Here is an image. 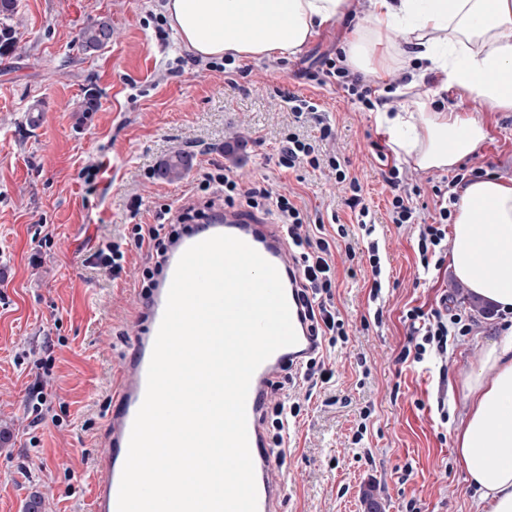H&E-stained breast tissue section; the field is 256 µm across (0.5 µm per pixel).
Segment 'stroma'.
<instances>
[{"label":"stroma","mask_w":512,"mask_h":512,"mask_svg":"<svg viewBox=\"0 0 512 512\" xmlns=\"http://www.w3.org/2000/svg\"><path fill=\"white\" fill-rule=\"evenodd\" d=\"M161 0H17L0 43V512H90L92 474L106 451V420L118 406L121 366L146 326L139 297L147 251L128 244L119 277L88 258L102 239L153 223L161 205L189 198L200 173L223 167L243 185L260 181L293 195L310 224L327 233L351 225L355 213L328 166H281L288 131L333 137L322 156H338L377 224L388 279L379 301L367 288L366 258L336 251L334 303L347 344L330 352L335 375L311 392L284 448L282 512H366L373 490L381 512H475L477 493L457 464L456 427L467 413L460 385L499 322L476 304L449 266L417 274L420 225L436 214L432 187L448 170L398 162L400 187L417 221L391 224V189L377 149L386 138L374 112L352 102L336 83L311 80L323 55L335 53L363 17L362 6L323 31L295 56L271 62L238 59L225 71L197 60L175 32L161 34ZM112 38L86 51L81 31L99 20ZM97 107H81L87 95ZM318 105L320 117L296 122L285 98ZM45 114L31 126L29 107ZM488 132L465 166L512 178V112H486ZM184 151L192 162L177 181L161 175ZM102 163L94 183L81 170ZM468 317L469 335L424 367L399 363L408 308H438L440 299ZM382 323H375V310ZM42 384V414L32 389ZM361 443H353L358 424Z\"/></svg>","instance_id":"35a3bbf8"}]
</instances>
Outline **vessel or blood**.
Wrapping results in <instances>:
<instances>
[{"mask_svg":"<svg viewBox=\"0 0 512 512\" xmlns=\"http://www.w3.org/2000/svg\"><path fill=\"white\" fill-rule=\"evenodd\" d=\"M226 234L237 237L254 248L265 260L274 265L280 275L287 297L291 320L298 342L275 351L254 373L246 400L247 433L257 488V512H279L284 498L285 481L274 469L273 451L261 417L270 392V384L284 365L302 364L316 353L320 344L311 336L301 315L297 297V282L288 260V245L281 229L265 223L264 219L236 210H225L209 225L204 234L185 236L177 240L169 250V258L163 267L158 285L144 309L148 318L146 330L137 338V351L122 367L117 398L118 411L108 421L107 451L103 470L94 486L92 512H117V498L121 474L128 452V444L135 416L143 403L149 363L155 338L164 314L169 288L176 266L182 254L202 238Z\"/></svg>","mask_w":512,"mask_h":512,"instance_id":"obj_1","label":"vessel or blood"}]
</instances>
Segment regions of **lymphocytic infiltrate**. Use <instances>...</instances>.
<instances>
[{
  "mask_svg": "<svg viewBox=\"0 0 512 512\" xmlns=\"http://www.w3.org/2000/svg\"><path fill=\"white\" fill-rule=\"evenodd\" d=\"M320 82L330 80L341 84L366 109H374L372 98L373 88L364 83L360 75L354 74L339 60L326 59L324 67L318 75ZM330 166L336 172L337 182L347 184L350 195L346 200L350 209L357 212V228L363 239L367 241V252L371 267V298H379L385 282V270L379 254V243L374 238L376 224L369 218L370 209L364 203L357 178L349 177L338 159H330ZM198 191L206 197L205 206L213 207L212 195L223 192L225 204H233L235 195H243L246 203L253 208L260 207L270 215L274 223L280 224L288 238L289 255L298 272L301 294L304 299V317L321 341L328 346L347 342L348 333L345 321L333 303V290L337 286L336 262L334 252L337 238L347 241L349 232L345 227H338L336 234H328L324 225L309 226L306 224L301 210L288 196L273 194L262 185L248 190H241L238 182L229 170L216 169L204 173L197 186ZM434 195L438 204V215L433 223L421 225L417 240V252L422 271L440 266L443 253L448 247V226L452 220V207L458 201L457 193L446 192L441 186H434ZM203 208L195 203L182 205L181 209H173L172 205H161L156 210L154 221L150 224H136L132 227L137 246L146 247L152 260L151 267L143 271L142 296H149L155 288L156 278L164 264L168 245L183 233V223L194 217H200ZM408 324V340L403 346L400 362L428 364L434 359L443 357L448 352L451 338L468 335L470 328L462 314L452 311H425L421 307L408 309L405 315ZM282 382L271 384L276 398L272 405L271 441L274 447H284L290 436V426L300 416L302 404L299 399L284 394Z\"/></svg>",
  "mask_w": 512,
  "mask_h": 512,
  "instance_id": "f902f5d3",
  "label": "lymphocytic infiltrate"
}]
</instances>
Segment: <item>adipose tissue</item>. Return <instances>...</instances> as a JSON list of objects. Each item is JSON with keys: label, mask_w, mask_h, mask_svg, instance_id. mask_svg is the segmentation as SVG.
Instances as JSON below:
<instances>
[{"label": "adipose tissue", "mask_w": 512, "mask_h": 512, "mask_svg": "<svg viewBox=\"0 0 512 512\" xmlns=\"http://www.w3.org/2000/svg\"><path fill=\"white\" fill-rule=\"evenodd\" d=\"M350 0H166L171 27L196 56L284 59L350 10ZM366 20L344 39L346 65L386 84L396 71L437 78L459 101L417 95L384 105L392 153L420 170H452L486 137L477 115L512 112V0H366ZM491 225H483L484 217ZM492 264H485L484 254ZM449 266L473 297L512 313V180L477 179L459 193ZM469 413L456 431L461 469L482 512H512V329L488 341L461 381Z\"/></svg>", "instance_id": "ef3b65f1"}]
</instances>
